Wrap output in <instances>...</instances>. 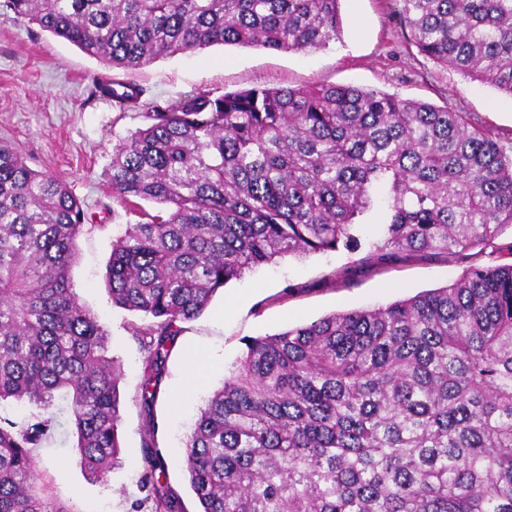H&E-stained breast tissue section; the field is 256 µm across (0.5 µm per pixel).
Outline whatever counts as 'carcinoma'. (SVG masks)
Instances as JSON below:
<instances>
[{
    "label": "carcinoma",
    "mask_w": 512,
    "mask_h": 512,
    "mask_svg": "<svg viewBox=\"0 0 512 512\" xmlns=\"http://www.w3.org/2000/svg\"><path fill=\"white\" fill-rule=\"evenodd\" d=\"M341 0H7L116 68L215 45L312 53L341 40ZM409 43L512 97V0H398ZM119 141L107 177L141 220L112 241V304L146 319L141 405L170 345L232 280L286 256L358 265L456 258L512 226V155L461 112L378 88L255 86L187 94ZM151 205L146 210L139 205ZM384 208L383 234L357 237ZM87 212L0 142V402L65 394L84 472L119 465L116 360L71 280ZM34 431L0 425V512L54 503ZM151 512H181L155 478ZM201 512H512V264L247 340L185 442Z\"/></svg>",
    "instance_id": "1"
}]
</instances>
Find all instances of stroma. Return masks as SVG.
Masks as SVG:
<instances>
[{
	"mask_svg": "<svg viewBox=\"0 0 512 512\" xmlns=\"http://www.w3.org/2000/svg\"><path fill=\"white\" fill-rule=\"evenodd\" d=\"M341 11L340 42L313 53L213 46L135 70H112L17 17L0 0V141L15 147L32 168L66 182L84 203L89 221L77 241L71 276L80 303L105 326L108 353L119 366V466L104 479H89L61 409L51 438L34 450V463L51 493L73 512H131L132 503L144 496V416L138 401L144 353L135 336L143 320L113 306L105 286L112 242L139 217L113 196L105 170L113 146L147 120L141 110L120 112L100 97L99 77L135 83L144 88L145 102L160 106L189 93L218 96L256 85L379 88L467 113L502 143L512 142L506 95L420 54L400 23L397 0H342ZM352 259L343 250L262 266L228 283L199 317L184 323L153 412L166 460L161 479L179 492L186 512H197L198 504L183 467L185 436L199 408L242 356L247 339L335 312L386 306L446 286L482 262L476 255L448 262L428 257L374 269L352 267Z\"/></svg>",
	"mask_w": 512,
	"mask_h": 512,
	"instance_id": "stroma-1",
	"label": "stroma"
}]
</instances>
